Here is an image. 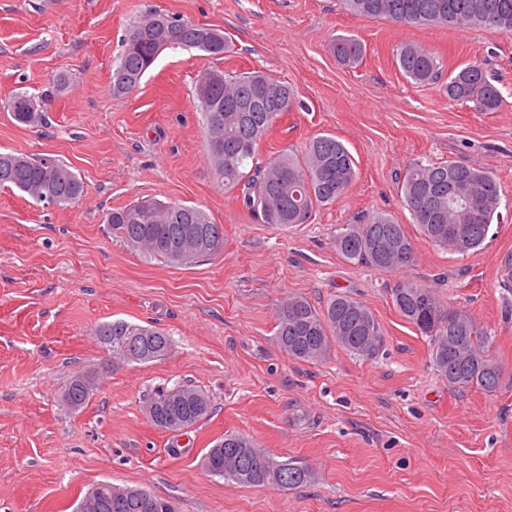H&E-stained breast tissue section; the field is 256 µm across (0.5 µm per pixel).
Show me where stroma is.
<instances>
[{
  "instance_id": "obj_1",
  "label": "stroma",
  "mask_w": 512,
  "mask_h": 512,
  "mask_svg": "<svg viewBox=\"0 0 512 512\" xmlns=\"http://www.w3.org/2000/svg\"><path fill=\"white\" fill-rule=\"evenodd\" d=\"M148 3L224 30L231 50L218 62L165 50L137 89L113 97L120 40ZM340 35L364 45L359 66L332 54ZM406 41L429 47L447 72L486 61L501 108L479 112L439 84L407 79L395 58ZM216 65L291 85L302 106L274 124L260 159L334 136L357 162L348 192L281 228L218 185L192 100ZM61 73L69 87L43 124L7 112L15 93L41 96ZM1 151L63 159L85 194L46 208L0 189V512H75L103 481L147 489L176 512H512V35L399 27L347 14L338 0H0ZM448 160L489 170L499 185L486 240L464 254L419 235L398 192L410 163ZM149 198L205 211L224 227L223 253L172 266L108 234L107 212ZM371 211L405 224L414 241L406 267L379 272L336 252L338 229ZM403 281L433 288L490 331L495 391L458 390L438 374L428 337L391 302ZM340 293L378 320L376 357L335 344L306 362L279 348L282 300L321 307ZM112 320L168 332L169 353L114 365L95 334ZM93 366L97 389L68 410L64 385ZM182 384L209 397L210 415L180 432L158 429L147 399ZM231 433L302 461L314 480L271 490L206 474L204 454Z\"/></svg>"
}]
</instances>
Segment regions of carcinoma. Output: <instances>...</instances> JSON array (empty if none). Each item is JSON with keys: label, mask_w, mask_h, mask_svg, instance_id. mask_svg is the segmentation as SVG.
Masks as SVG:
<instances>
[{"label": "carcinoma", "mask_w": 512, "mask_h": 512, "mask_svg": "<svg viewBox=\"0 0 512 512\" xmlns=\"http://www.w3.org/2000/svg\"><path fill=\"white\" fill-rule=\"evenodd\" d=\"M340 6L355 17L383 19L401 27L442 24L512 34V0H340ZM170 47L197 49L218 60L230 44L221 29L149 5L122 41V51L112 66V96L123 97L138 87L159 54ZM331 50L339 63L351 68L365 54L362 43L348 36L335 38ZM396 63L418 85L433 84L442 76L437 58L416 42L399 46ZM444 90L448 100L469 102L480 112H495L503 102L482 61H470L449 73ZM195 96L213 179L228 190H239L242 205L263 223L305 224L314 211L344 195L356 179L355 158L341 141L328 135L310 140L300 154L282 150L263 164L255 162L261 140L280 116L296 106L294 90L268 74L211 69L198 79ZM7 110L23 125L45 120L41 103L24 92L10 98ZM450 185L457 187L451 196ZM0 188L15 189L46 206H65L84 194V182L63 160L7 152H0ZM400 195L427 240L461 253L485 241L500 199L491 172L453 161L410 164ZM105 222L112 237L142 257L174 266L196 263L224 250L223 225L194 206L146 199L108 213ZM450 224H476L478 230L455 243L448 239ZM390 238L401 246L393 255L381 250ZM334 244L346 260L380 272L405 267L414 253L405 225L383 212L364 214L358 223L343 226ZM391 301L406 321L429 337L433 365L449 386L496 389L501 369L487 353L489 333L469 314L412 281L399 283ZM293 309L301 315L299 324L291 320ZM275 321L279 347L302 361L322 360L333 341L354 355L372 358L385 342L372 312L346 294L335 295L320 309L304 297H288L278 305ZM95 336L111 351L114 365L158 360L171 348L166 332L123 320L101 324ZM444 343L457 346L460 356L453 360L442 356ZM98 374L95 369L74 373L64 387L63 404L73 411L81 409L96 389ZM210 409L204 392L181 385L156 390L147 400L146 415L158 428L181 430L201 422ZM201 467L207 474L240 485L273 490L296 488L312 480L302 462L277 460L234 434L225 435L208 449ZM102 512H174V508L147 490L114 486Z\"/></svg>", "instance_id": "carcinoma-1"}]
</instances>
